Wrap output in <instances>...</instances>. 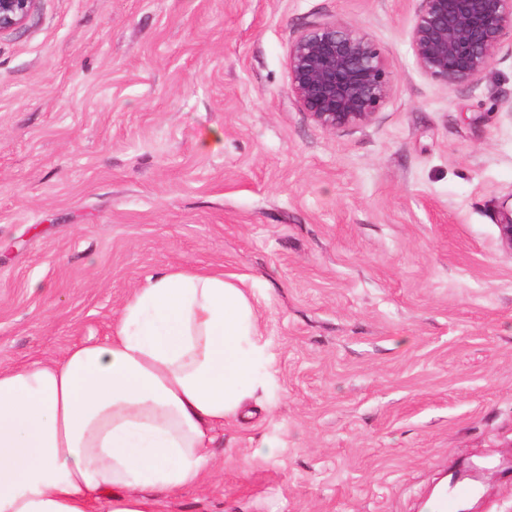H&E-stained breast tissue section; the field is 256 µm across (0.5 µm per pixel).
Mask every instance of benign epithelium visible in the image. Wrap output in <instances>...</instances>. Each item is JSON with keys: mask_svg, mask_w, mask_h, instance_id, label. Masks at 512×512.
<instances>
[{"mask_svg": "<svg viewBox=\"0 0 512 512\" xmlns=\"http://www.w3.org/2000/svg\"><path fill=\"white\" fill-rule=\"evenodd\" d=\"M39 0H0V31L22 26ZM512 0H421L410 45L420 69L457 86L475 80L494 61ZM291 93L319 127L336 131L369 122L391 91L390 72L377 45L336 22L304 30L289 56ZM500 239L512 252V208L503 203Z\"/></svg>", "mask_w": 512, "mask_h": 512, "instance_id": "benign-epithelium-1", "label": "benign epithelium"}]
</instances>
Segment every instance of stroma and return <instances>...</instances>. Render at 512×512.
<instances>
[{"label": "stroma", "instance_id": "35a3bbf8", "mask_svg": "<svg viewBox=\"0 0 512 512\" xmlns=\"http://www.w3.org/2000/svg\"><path fill=\"white\" fill-rule=\"evenodd\" d=\"M419 8L40 0L0 32V367L109 335L161 272L224 274L254 305L249 415L164 512H424L477 463L476 512H512V32L447 87L415 62ZM335 21L391 92L332 132L288 55Z\"/></svg>", "mask_w": 512, "mask_h": 512}]
</instances>
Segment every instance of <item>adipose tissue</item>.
<instances>
[{"instance_id": "obj_1", "label": "adipose tissue", "mask_w": 512, "mask_h": 512, "mask_svg": "<svg viewBox=\"0 0 512 512\" xmlns=\"http://www.w3.org/2000/svg\"><path fill=\"white\" fill-rule=\"evenodd\" d=\"M258 336L235 282L168 271L108 336L0 369V512H158L201 485L256 389Z\"/></svg>"}]
</instances>
